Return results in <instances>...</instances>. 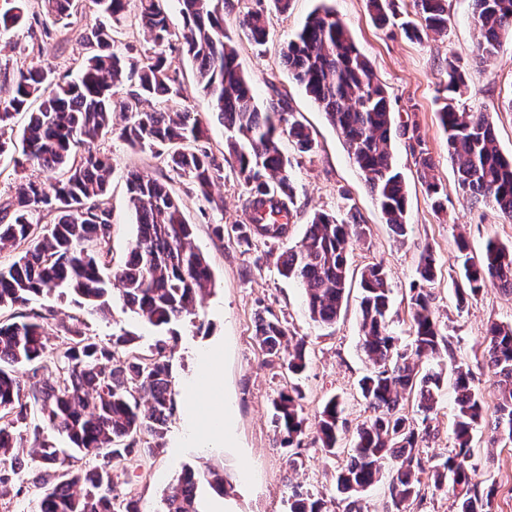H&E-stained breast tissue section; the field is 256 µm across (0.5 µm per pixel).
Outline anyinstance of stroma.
I'll use <instances>...</instances> for the list:
<instances>
[{
	"mask_svg": "<svg viewBox=\"0 0 512 512\" xmlns=\"http://www.w3.org/2000/svg\"><path fill=\"white\" fill-rule=\"evenodd\" d=\"M448 29L440 34L410 39L398 27L380 28L372 20L366 0H292L287 13L269 15L268 41L256 49L246 36L238 35V63L254 85L259 103L273 91L287 93L288 102L309 129L316 149L312 155L295 154L288 139H281L282 152L292 161L296 205L290 221L289 245L298 244L311 217L317 212H355L364 228L360 241L350 247L352 272L370 264H383L392 287L390 328L399 344L411 341L409 299L417 280L416 267L423 247H431L437 264L432 285L433 309L449 337L450 353L443 356L444 380L438 411L430 421V433L419 448L427 468L421 476L420 495L410 512H456L452 493L436 489L430 467L442 463L453 449L455 415L454 368L465 362L487 412L498 402L497 377L482 357V342L493 322L512 324V295L485 288L465 306H458L452 284L460 270L455 262L458 239H466L472 255L483 252L488 240L512 244V223L502 220L489 204L476 203L456 188L455 168L448 158L447 135L439 112L444 92L440 79L449 58H457L469 75L467 90L456 99L459 109L486 112L492 117L496 144L512 156V39L503 40L492 64L476 65L473 50L480 38L473 19V0H447ZM327 7L341 19L356 46L371 61L385 86L394 125L417 122L425 145L413 150L407 138L393 135L390 148L407 185L406 237L393 234L368 191L361 173L349 156L341 135L324 112L292 78L281 51L319 7ZM101 18L93 0L65 23L43 31L40 25L21 26L0 34V97L12 90V76L35 62H42L57 75H75L84 57L79 31ZM165 55L183 82L176 108L199 113L206 127L208 146L215 156L224 153L225 130L211 114L210 102L199 89L194 66L180 44L166 48ZM94 151L108 156L112 179L108 205L112 210L110 260L120 267L136 235L135 212L129 202L126 177L140 170L166 180L179 196L191 241L206 257L212 286L194 315L175 328L171 365L177 412L169 423L163 445L145 456L140 465L121 477L118 487L138 500L142 512H163L164 498L184 468L204 472L223 470L227 479L224 495L210 487L202 494L207 512H288L292 489L324 500L336 499V472L347 462V450L358 427L369 415L359 382L372 366L360 349L359 285H352L348 301L335 324L321 326L308 312L303 288L283 278L277 269L282 244L241 238L237 225L245 223L244 188L226 177L213 189V202H206L189 185L155 158L147 148H131L119 136L98 139ZM428 155L430 169H422L421 155ZM434 178L448 189L442 209H435L426 194L424 177ZM223 225L216 235L215 225ZM278 319L290 336L304 339L308 351L305 371L298 376L278 363L266 361L255 337L259 318ZM90 332L111 341L114 333L135 334L134 351L148 352L158 332L114 302L107 318L91 320ZM214 350L211 396L222 401L230 416L223 447L206 448L190 443L185 435L192 414L187 408L188 381L201 371L199 357ZM298 389L306 419L299 449L302 464L288 467V451L271 419L273 399L280 392ZM343 403L345 438L335 455L326 454L316 441L315 418L330 397ZM489 434L479 430L472 447L471 464L480 490H493L492 512H512V443L488 447Z\"/></svg>",
	"mask_w": 512,
	"mask_h": 512,
	"instance_id": "stroma-1",
	"label": "stroma"
}]
</instances>
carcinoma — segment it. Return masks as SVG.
<instances>
[{
  "mask_svg": "<svg viewBox=\"0 0 512 512\" xmlns=\"http://www.w3.org/2000/svg\"><path fill=\"white\" fill-rule=\"evenodd\" d=\"M44 33L62 23L79 0H43ZM135 18L146 42L144 58L114 48V28L130 0H93L103 21L85 29L80 42L88 54L73 78L57 76L36 63L13 78V91L0 99V134L24 112L27 121L19 142L0 140V157L14 165L35 163L47 176L17 188L0 218V249H20L17 259L0 270V495L23 480L24 457L39 462L30 479L39 491V512H138L137 501L116 493L121 475L146 452L160 447L176 413L172 391V346L158 339L150 354L119 355L135 337L123 332L104 344L89 334L90 318L110 313L112 297L159 329L194 314L212 282L209 265L191 242L179 200L167 183L140 172L126 179L129 201L137 217V233L124 265L111 270L108 255L112 233L106 205L111 177L108 159L90 149L101 137L119 133L129 146L148 147L179 176H185L205 199L224 179V167L243 182L247 223L238 225L245 240L281 243L279 273L306 292L313 321L331 325L341 314L349 288L348 250L363 235L355 213H316L299 244L288 246L290 217L295 207L292 162L278 141L286 134L299 154L314 152L307 127L290 109L287 95H274L261 106L237 63L235 33L224 28L230 0H178L184 27L175 35L168 24L167 0H136ZM480 33L476 53L489 65L505 35H512V0H473ZM415 21L403 32L419 38L448 27L447 0H412ZM380 25L397 15L399 0H367ZM267 9L260 6L239 17V28L257 46L266 42ZM24 0L0 11V31L25 22ZM178 37L195 65L198 86L212 104V113L228 131L229 158L218 161L205 144L202 121L190 112L151 105L181 96L182 82L158 48ZM282 58L307 95L340 132L348 154L378 201L386 224L398 237L408 233L407 190L389 150L392 118L387 91L367 57L352 42L346 25L328 9H317L290 40ZM467 87V73L452 59L445 71L448 92L439 113L447 133L448 156L456 167L458 188L475 202L495 207L512 222V157L496 145L486 112L459 111L455 98ZM120 112L121 124L113 123ZM47 211L54 223L39 228L34 215ZM463 275L454 281L459 304L483 289L497 287L512 294V247L487 242L478 258L467 243H458ZM419 287L410 298L412 341L400 347L390 330L391 286L384 267L374 264L360 274V348L373 370L360 389L370 412L357 429L350 461L336 474L343 512H361L363 492L382 479L381 461H394L388 488L390 512H407L419 496L420 442L437 411L442 373L420 372L416 360L440 358L447 339L432 308L430 285L436 276L433 251L425 248L417 265ZM70 294L81 313L72 317L70 337L47 359L50 336L47 315L30 308L33 300L54 292ZM260 348L288 372L298 374L307 363L306 346L291 343L286 328L263 318L256 329ZM483 356L498 377V406L492 419L464 363L455 368L456 415L454 452L432 471L434 486L449 488L458 499L457 512H491L492 491L483 494L474 482L471 457L473 432L486 426L489 444L512 441V324L492 322ZM26 366L46 379L24 385L15 375ZM414 399L413 414L403 411L404 396ZM300 393H281L272 402L273 422L290 447L303 434L305 418ZM39 415L41 423L32 424ZM341 402L329 398L316 422L321 448L336 455L341 440ZM32 431L35 444L21 446L22 432ZM155 446L140 447L141 437ZM88 457L98 460L85 468ZM224 493V476L184 470L165 498V512H200L199 484ZM289 512H329L324 500L292 491Z\"/></svg>",
  "mask_w": 512,
  "mask_h": 512,
  "instance_id": "1",
  "label": "carcinoma"
}]
</instances>
